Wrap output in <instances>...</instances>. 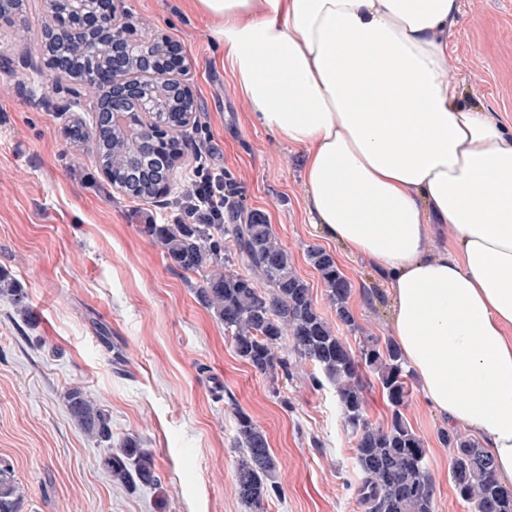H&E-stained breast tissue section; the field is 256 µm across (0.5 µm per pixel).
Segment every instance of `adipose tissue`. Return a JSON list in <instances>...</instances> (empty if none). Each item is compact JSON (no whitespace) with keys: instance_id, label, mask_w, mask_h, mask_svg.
Instances as JSON below:
<instances>
[{"instance_id":"ef3b65f1","label":"adipose tissue","mask_w":512,"mask_h":512,"mask_svg":"<svg viewBox=\"0 0 512 512\" xmlns=\"http://www.w3.org/2000/svg\"><path fill=\"white\" fill-rule=\"evenodd\" d=\"M312 223L388 279L392 334L512 488V134L448 79L460 0H193ZM451 249L432 254L439 225Z\"/></svg>"}]
</instances>
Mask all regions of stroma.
I'll use <instances>...</instances> for the list:
<instances>
[{
    "instance_id": "1",
    "label": "stroma",
    "mask_w": 512,
    "mask_h": 512,
    "mask_svg": "<svg viewBox=\"0 0 512 512\" xmlns=\"http://www.w3.org/2000/svg\"><path fill=\"white\" fill-rule=\"evenodd\" d=\"M150 32L180 44L199 108L181 140L175 185L158 202L113 190L94 156L63 135L71 120L42 97L27 64L39 21L17 23L0 57V269L25 289L27 317L0 299V457L27 492L24 512H246L234 486L236 411L265 431L280 492L266 512H360L354 440L335 390L310 366L271 382L241 360L224 326L195 299L196 274L173 268L142 232L146 216L171 223L204 136L217 146L242 211L265 213L297 273L338 335L306 250L331 252L352 283L350 309L367 334L391 336L389 283L309 221L302 154L247 120L246 97L211 31L219 18L188 0H123ZM447 76L467 102L512 131V0H462ZM83 387L109 413L112 441L141 437L160 481L130 490L112 482L102 449L68 417L67 388ZM436 481V512H467L448 479L444 418L414 389L405 410Z\"/></svg>"
}]
</instances>
